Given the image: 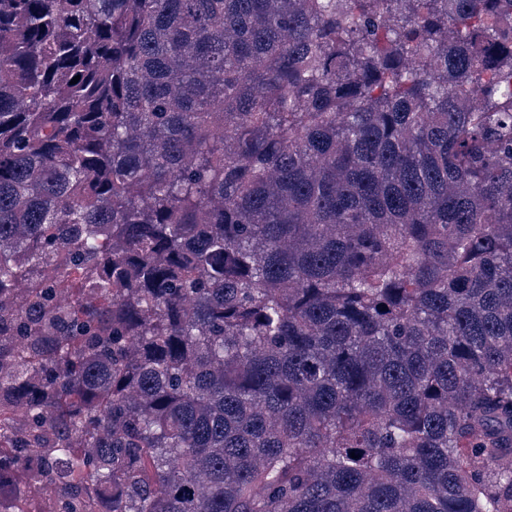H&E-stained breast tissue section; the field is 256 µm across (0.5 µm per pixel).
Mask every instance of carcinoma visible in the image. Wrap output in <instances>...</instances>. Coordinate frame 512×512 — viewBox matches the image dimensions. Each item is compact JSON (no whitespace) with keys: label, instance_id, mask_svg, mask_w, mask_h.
<instances>
[{"label":"carcinoma","instance_id":"carcinoma-1","mask_svg":"<svg viewBox=\"0 0 512 512\" xmlns=\"http://www.w3.org/2000/svg\"><path fill=\"white\" fill-rule=\"evenodd\" d=\"M37 484L512 512V0H0V512Z\"/></svg>","mask_w":512,"mask_h":512}]
</instances>
